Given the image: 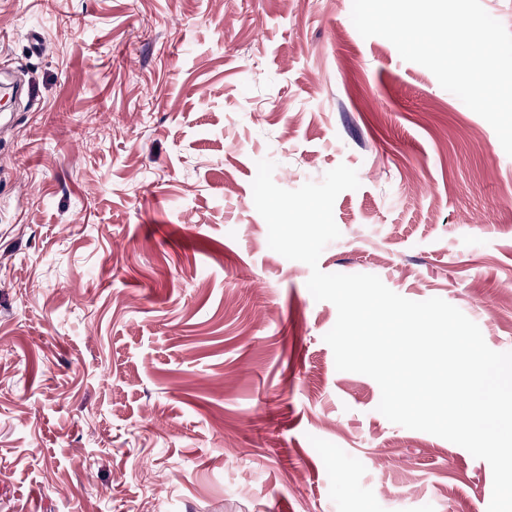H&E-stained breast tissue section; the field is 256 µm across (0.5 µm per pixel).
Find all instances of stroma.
I'll return each mask as SVG.
<instances>
[{
	"label": "stroma",
	"instance_id": "1",
	"mask_svg": "<svg viewBox=\"0 0 512 512\" xmlns=\"http://www.w3.org/2000/svg\"><path fill=\"white\" fill-rule=\"evenodd\" d=\"M351 8L0 0V512H487L488 462L337 371L254 206L259 160L356 169L320 270L512 351V157Z\"/></svg>",
	"mask_w": 512,
	"mask_h": 512
}]
</instances>
